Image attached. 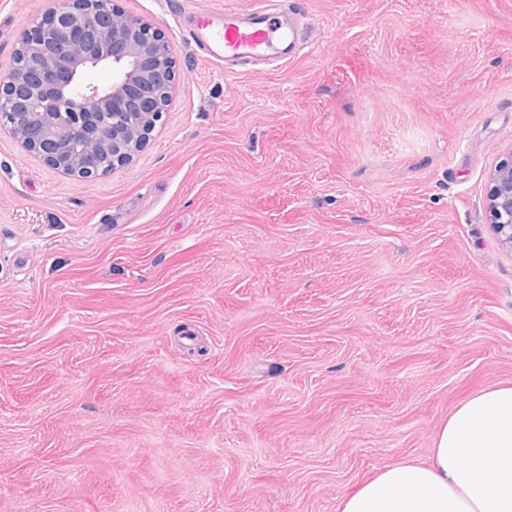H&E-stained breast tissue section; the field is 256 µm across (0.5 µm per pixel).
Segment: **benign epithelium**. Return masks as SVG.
Masks as SVG:
<instances>
[{
	"mask_svg": "<svg viewBox=\"0 0 512 512\" xmlns=\"http://www.w3.org/2000/svg\"><path fill=\"white\" fill-rule=\"evenodd\" d=\"M103 69V85L85 80ZM176 62L155 25L113 0H49L0 76V131L50 168L96 177L129 164L166 111ZM489 216L512 250V155L490 176Z\"/></svg>",
	"mask_w": 512,
	"mask_h": 512,
	"instance_id": "obj_1",
	"label": "benign epithelium"
}]
</instances>
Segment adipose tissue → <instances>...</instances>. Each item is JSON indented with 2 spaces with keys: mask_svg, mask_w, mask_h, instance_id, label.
Wrapping results in <instances>:
<instances>
[{
  "mask_svg": "<svg viewBox=\"0 0 512 512\" xmlns=\"http://www.w3.org/2000/svg\"><path fill=\"white\" fill-rule=\"evenodd\" d=\"M338 512H512V385L456 406L426 462L379 468L341 498Z\"/></svg>",
  "mask_w": 512,
  "mask_h": 512,
  "instance_id": "adipose-tissue-1",
  "label": "adipose tissue"
}]
</instances>
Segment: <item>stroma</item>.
Listing matches in <instances>:
<instances>
[{
  "label": "stroma",
  "instance_id": "35a3bbf8",
  "mask_svg": "<svg viewBox=\"0 0 512 512\" xmlns=\"http://www.w3.org/2000/svg\"><path fill=\"white\" fill-rule=\"evenodd\" d=\"M151 20L175 88L128 166L0 135V512H338L512 384V0H279L262 75ZM48 0H0V72ZM489 216L500 243L512 251V153L490 176Z\"/></svg>",
  "mask_w": 512,
  "mask_h": 512
}]
</instances>
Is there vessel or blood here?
Wrapping results in <instances>:
<instances>
[{"mask_svg": "<svg viewBox=\"0 0 512 512\" xmlns=\"http://www.w3.org/2000/svg\"><path fill=\"white\" fill-rule=\"evenodd\" d=\"M188 37L206 58L227 64H258L276 48L289 56L303 48L298 26L273 14L265 0L246 11H205Z\"/></svg>", "mask_w": 512, "mask_h": 512, "instance_id": "vessel-or-blood-1", "label": "vessel or blood"}]
</instances>
